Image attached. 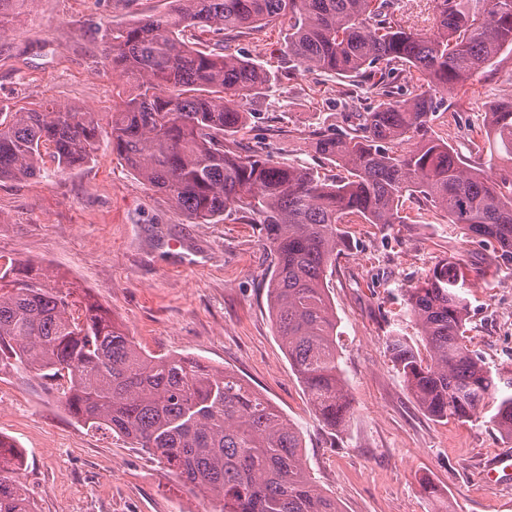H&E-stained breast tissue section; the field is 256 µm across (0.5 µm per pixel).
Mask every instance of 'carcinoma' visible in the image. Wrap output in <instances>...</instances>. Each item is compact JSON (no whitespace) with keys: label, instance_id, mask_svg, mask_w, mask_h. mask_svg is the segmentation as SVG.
Wrapping results in <instances>:
<instances>
[{"label":"carcinoma","instance_id":"cac0c4a2","mask_svg":"<svg viewBox=\"0 0 512 512\" xmlns=\"http://www.w3.org/2000/svg\"><path fill=\"white\" fill-rule=\"evenodd\" d=\"M36 0H0V37ZM430 32L395 15L393 0H171L169 10L112 26L104 55L125 85L110 113L109 143L145 184L192 224L232 219L261 226L276 263L268 297L277 336L324 426L351 413L340 367L326 270L345 242L342 224H412L406 200L446 218L512 261V177L494 180L461 160L432 121L436 92L466 90L512 47L504 0H433ZM288 19V61L349 80L345 95L373 97L349 112L348 130L310 132L314 151L340 174L241 155L247 115L238 100L263 94L277 72L224 54V36ZM214 48L196 47L200 36ZM418 93L402 97L409 77ZM487 140L512 162V99L485 117ZM100 131L91 113L49 103L28 112L0 104V181L92 160ZM468 268L439 262L406 291L428 357L402 336L386 350L417 403L437 420L479 419L512 437V365L490 368L464 341ZM28 369L53 382L78 421L130 441L215 512H342L306 466L299 429L227 370L141 350L100 305L53 274L12 261L0 267V373ZM16 446L0 450V512H35Z\"/></svg>","mask_w":512,"mask_h":512}]
</instances>
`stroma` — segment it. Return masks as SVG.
Returning <instances> with one entry per match:
<instances>
[{
  "label": "stroma",
  "mask_w": 512,
  "mask_h": 512,
  "mask_svg": "<svg viewBox=\"0 0 512 512\" xmlns=\"http://www.w3.org/2000/svg\"><path fill=\"white\" fill-rule=\"evenodd\" d=\"M168 7L169 0H35L0 38V102L24 111L69 103L108 121L123 83L102 55L106 31ZM285 33L281 25L259 29L224 46L281 75L265 95L243 101L250 118L237 149L320 168L309 132L346 129L338 106L345 87L289 70ZM508 97L512 51L505 50L467 91L444 94L435 130L478 165L487 155L485 114ZM346 231L326 283L352 415L331 430L311 410L276 335L271 256L258 225L190 223L105 143L87 164L0 182V257L76 282L150 354H182L243 376L298 427L308 468L342 512H512V483L483 475L512 438L481 420H434L385 348L392 335L418 343L404 293L455 256L476 279L467 294V344L489 365L512 363V262L429 216L387 229L356 222ZM0 435L25 457L21 479L38 512L212 510L208 497L153 457L76 422L35 373L0 377Z\"/></svg>",
  "instance_id": "stroma-1"
}]
</instances>
